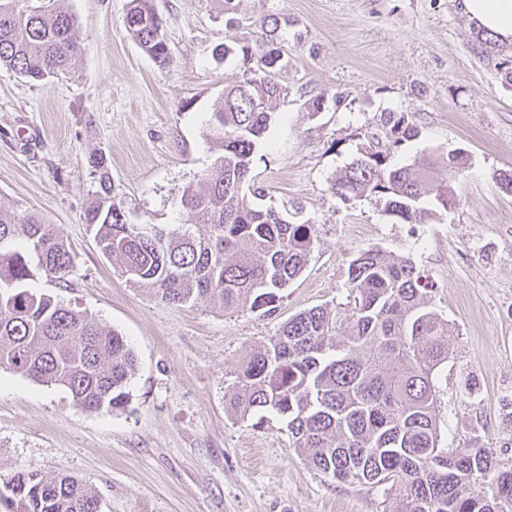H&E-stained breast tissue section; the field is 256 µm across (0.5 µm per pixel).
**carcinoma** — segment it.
Returning <instances> with one entry per match:
<instances>
[{"instance_id":"obj_1","label":"carcinoma","mask_w":512,"mask_h":512,"mask_svg":"<svg viewBox=\"0 0 512 512\" xmlns=\"http://www.w3.org/2000/svg\"><path fill=\"white\" fill-rule=\"evenodd\" d=\"M0 0V67L46 84L72 72L80 51L76 17L64 10ZM129 35L156 63L170 62L165 21L153 0H129ZM278 24L260 22L249 42L229 37L215 54H237L246 77L224 88L208 131L222 150L181 197L187 223L167 233L131 224L103 154L89 156L99 190L83 214L102 253L127 281L173 304L206 301L225 311L245 303L266 315L303 271L312 250L310 224H291L240 194L257 143L283 94L274 78L281 57ZM394 143L414 137L408 117H388ZM341 198L369 194L402 223H423L448 207L449 182H430L413 164L395 166L363 151L334 180ZM74 264L54 225L0 208V368L65 387L87 412L123 410L131 395L135 355L117 331L87 313L30 289L43 274L66 281ZM348 323L316 306L288 319L269 343L232 372L225 405L245 418L268 411L282 418L298 449L338 481L396 482L400 512H512V465L478 441L439 447L434 379L448 362L453 335L429 309L433 284L402 255L372 248L349 268ZM7 512H96L98 497L70 475L47 478L33 469L0 486Z\"/></svg>"}]
</instances>
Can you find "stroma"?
Here are the masks:
<instances>
[{
  "mask_svg": "<svg viewBox=\"0 0 512 512\" xmlns=\"http://www.w3.org/2000/svg\"><path fill=\"white\" fill-rule=\"evenodd\" d=\"M129 0H50L76 15L75 75L46 85L0 67V205L38 213L70 244L66 282L30 287L120 332L136 355L126 410L85 412L68 390L0 368V481L22 468L85 482L101 512H395L398 486L340 482L294 447L285 422L224 407L231 373L283 322L322 306L348 309L361 252L409 257L435 284L430 308L454 327L434 384L440 445L480 441L512 464V45H484L458 0H243L236 37L280 21L283 95L243 187L254 202L315 229L308 264L275 315L206 302L172 305L131 287L82 220L103 153L112 193L134 224L176 228L184 189L219 147L208 120L239 57L219 60L221 0H154L169 64L130 38ZM408 115L416 137L394 144L385 121ZM365 150L394 165L428 164L454 201L400 224L372 197L341 199L333 181ZM458 152L465 165L449 175Z\"/></svg>",
  "mask_w": 512,
  "mask_h": 512,
  "instance_id": "35a3bbf8",
  "label": "stroma"
}]
</instances>
